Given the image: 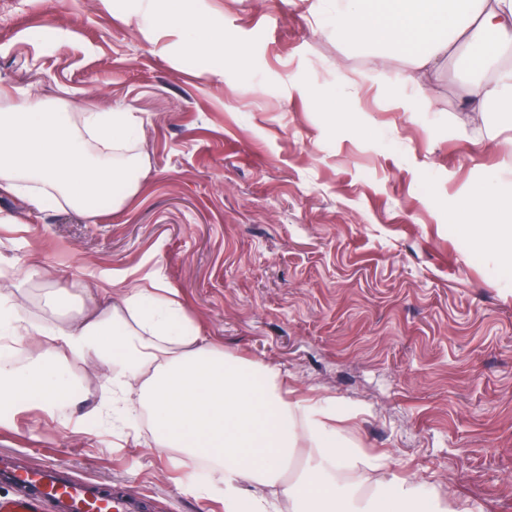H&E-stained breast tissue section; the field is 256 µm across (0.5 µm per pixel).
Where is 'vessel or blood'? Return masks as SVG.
Listing matches in <instances>:
<instances>
[{"mask_svg":"<svg viewBox=\"0 0 512 512\" xmlns=\"http://www.w3.org/2000/svg\"><path fill=\"white\" fill-rule=\"evenodd\" d=\"M0 481L17 486L0 512H149L146 499L119 495L72 476L64 465L20 471L0 457Z\"/></svg>","mask_w":512,"mask_h":512,"instance_id":"obj_1","label":"vessel or blood"}]
</instances>
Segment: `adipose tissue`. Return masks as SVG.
I'll return each mask as SVG.
<instances>
[{
    "mask_svg": "<svg viewBox=\"0 0 512 512\" xmlns=\"http://www.w3.org/2000/svg\"><path fill=\"white\" fill-rule=\"evenodd\" d=\"M338 34L374 50L414 53L415 65L435 72L448 47L467 35V54L479 65L512 54V0H320ZM140 119L131 110L72 113L23 99L0 110V190L25 196L39 209L65 205L95 214L117 209L141 177L127 149ZM36 265L16 267L0 292V423L23 411L28 399L56 417L79 398L83 385L73 359L103 369L111 396L92 415L146 407L157 451L207 455L224 472V512H268L263 491L285 484L297 512H471L466 503L433 498L425 485L403 477L369 494L337 482L343 465H357L359 449L342 447L325 413L283 391L280 373L261 361H234L203 336L177 289L163 280L143 286L111 269L93 273L82 292L90 301L78 318L40 324L16 297L46 279ZM117 295L106 296V287ZM50 346L17 364L6 344L40 337ZM311 448L309 465L294 481L286 476L296 457L299 431Z\"/></svg>",
    "mask_w": 512,
    "mask_h": 512,
    "instance_id": "adipose-tissue-1",
    "label": "adipose tissue"
}]
</instances>
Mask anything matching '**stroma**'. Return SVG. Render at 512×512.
I'll list each match as a JSON object with an SVG mask.
<instances>
[{"label": "stroma", "mask_w": 512, "mask_h": 512, "mask_svg": "<svg viewBox=\"0 0 512 512\" xmlns=\"http://www.w3.org/2000/svg\"><path fill=\"white\" fill-rule=\"evenodd\" d=\"M315 0H183L224 36V60L140 22L131 0H0V109H131L147 173L123 207L89 217L0 193V265L37 258L59 293L23 305L73 315L91 273L160 271L231 357L275 366L323 401L352 447L359 491L412 476L473 512H512V273L450 209L489 177L512 192V119L471 102L463 50L435 73L337 37ZM413 74L414 89L401 87ZM357 110L324 112L314 93ZM67 419L28 407L0 428L22 468L65 464L155 512H224V473L151 446V423L91 422L109 397L92 365Z\"/></svg>", "instance_id": "stroma-1"}]
</instances>
